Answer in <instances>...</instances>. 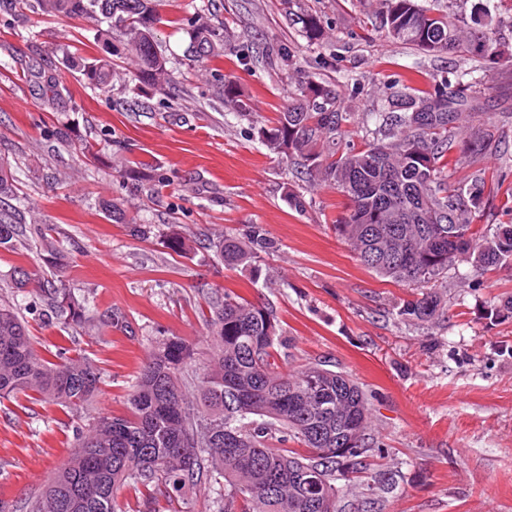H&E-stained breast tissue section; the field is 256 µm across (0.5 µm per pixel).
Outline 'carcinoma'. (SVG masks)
I'll use <instances>...</instances> for the list:
<instances>
[{
	"mask_svg": "<svg viewBox=\"0 0 512 512\" xmlns=\"http://www.w3.org/2000/svg\"><path fill=\"white\" fill-rule=\"evenodd\" d=\"M41 14L60 20L83 18L94 24V41L105 57H86L62 48V64L99 88L120 73L112 57L130 61L139 89L166 92L176 85L169 61L156 42L161 0H37ZM490 0H475L466 36L456 15L420 8L415 0H382L379 28L396 42L422 54L452 53L482 59L498 55L491 28ZM301 32L309 44L330 38L321 17L306 13ZM189 57L201 63L231 51L224 33L197 14L189 20ZM479 80L471 70H453L440 81L406 85L376 112L375 128L349 131L352 115L336 91L306 78L276 125L253 128L272 153L299 169L306 182L333 186L345 198L334 220L336 234L358 260L379 276L418 289L398 310L405 320L427 323L443 309L436 282L459 261L448 240L447 215L470 234L468 260L486 270L512 264V224L487 229L479 224L485 185L504 180L498 167H483L469 184L448 186V169L498 152L485 130L461 134L462 111L478 109ZM224 105L247 114L250 104L232 81L224 82ZM18 164L0 157V244L20 236L22 225L39 223L19 203ZM392 197L395 219L383 213ZM101 209L147 239L152 226L137 222L122 202ZM43 260L55 271L64 255L46 230L37 231ZM270 243L252 227L242 238L222 232L207 250L229 270L257 276L260 253ZM67 327L86 334L112 326V316L96 321L88 300L64 283L40 289ZM211 346L207 364H195L194 348L172 337L143 363L128 398L126 415L100 416L76 429V451L52 477L28 512H117L116 498L127 483L169 497L187 489L205 490L224 501V512H383V495L398 475L371 467L366 446L368 398L357 382L312 363L288 373L274 357L279 324L268 307L226 292L204 314ZM42 357L25 322L8 302L0 304V399L36 393L67 412L89 405L100 392L98 369L84 358Z\"/></svg>",
	"mask_w": 512,
	"mask_h": 512,
	"instance_id": "1",
	"label": "carcinoma"
}]
</instances>
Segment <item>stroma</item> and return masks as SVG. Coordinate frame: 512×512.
<instances>
[{
    "instance_id": "1",
    "label": "stroma",
    "mask_w": 512,
    "mask_h": 512,
    "mask_svg": "<svg viewBox=\"0 0 512 512\" xmlns=\"http://www.w3.org/2000/svg\"><path fill=\"white\" fill-rule=\"evenodd\" d=\"M206 8L248 59L244 65L225 59L218 68L248 99L250 115L228 111L214 78L185 58L189 36L180 22ZM379 10L380 0H163L157 44L177 88L162 95L136 92L122 62V78L112 87H88L78 72L59 68L55 48L81 42L87 54H103L89 22L43 16L36 0L13 8L0 0V154L25 158L26 168L16 173L20 199L66 254L67 287L88 299L94 313L122 319L97 335L65 332L37 289L8 287L18 267L39 281L51 276L34 229L0 246V299L15 305L36 348L68 335L69 357L88 359L101 372L100 396L74 415L25 396L0 399L5 512H21L69 459L74 427L126 413L140 368L159 341L185 338L196 345L197 364L208 361L202 311L227 289L273 310L282 369L323 361L365 391L369 444L385 450L374 462L401 474L384 512H512V314L493 323L484 317L488 304L512 296V265L486 271L456 262L442 279L439 316L405 321L397 311L411 288L361 265L336 235L332 222L343 196L297 178L291 164L251 135L252 126L276 119L301 74L327 82L359 124L386 108L394 81L479 67V126L498 144L483 164L508 172L485 199L484 221L512 224V213L502 209L512 195V0H496L492 13L503 59L480 63L386 41L377 29ZM307 11L328 22L330 41L307 43L291 19ZM284 45L295 54L289 68L272 54ZM52 75L67 86L63 97L51 96ZM62 125L90 141L99 158L56 140L52 132ZM118 160L150 163L145 181L136 185L117 173ZM480 165L450 170L449 185L467 183ZM290 191L303 196L304 210L289 206ZM105 199L133 204L153 226L151 238L136 239L127 225L108 220L100 208ZM253 224L274 243L260 258L259 280L204 256L200 245L215 232L241 237ZM173 231L190 237L194 251L169 253L163 241ZM118 504L121 512L221 508L203 491L152 500L133 486L120 490Z\"/></svg>"
}]
</instances>
